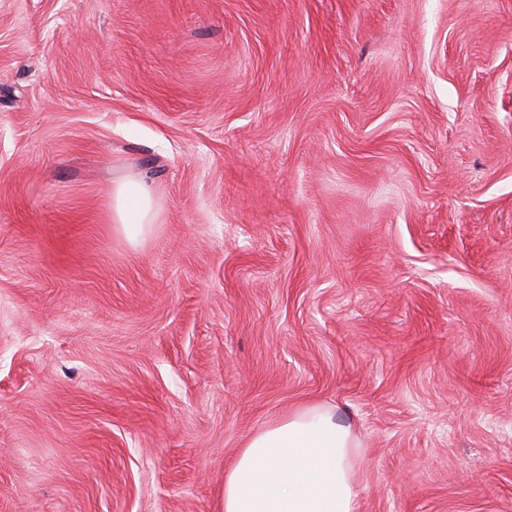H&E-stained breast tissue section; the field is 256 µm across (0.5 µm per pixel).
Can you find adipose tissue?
Returning a JSON list of instances; mask_svg holds the SVG:
<instances>
[{
    "mask_svg": "<svg viewBox=\"0 0 512 512\" xmlns=\"http://www.w3.org/2000/svg\"><path fill=\"white\" fill-rule=\"evenodd\" d=\"M112 220L130 240L153 223L151 191L137 180L117 184ZM360 444L336 407L299 406L253 431L224 478V512H357Z\"/></svg>",
    "mask_w": 512,
    "mask_h": 512,
    "instance_id": "obj_1",
    "label": "adipose tissue"
}]
</instances>
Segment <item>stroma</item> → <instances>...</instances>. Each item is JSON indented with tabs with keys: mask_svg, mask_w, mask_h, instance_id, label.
<instances>
[{
	"mask_svg": "<svg viewBox=\"0 0 512 512\" xmlns=\"http://www.w3.org/2000/svg\"><path fill=\"white\" fill-rule=\"evenodd\" d=\"M308 402L512 512V0H0V512H224ZM137 201V213L134 219L129 214V201ZM112 220L119 224L126 236L137 240L144 232L147 224H153L151 191L142 181L127 180L115 186L112 193Z\"/></svg>",
	"mask_w": 512,
	"mask_h": 512,
	"instance_id": "1",
	"label": "stroma"
}]
</instances>
